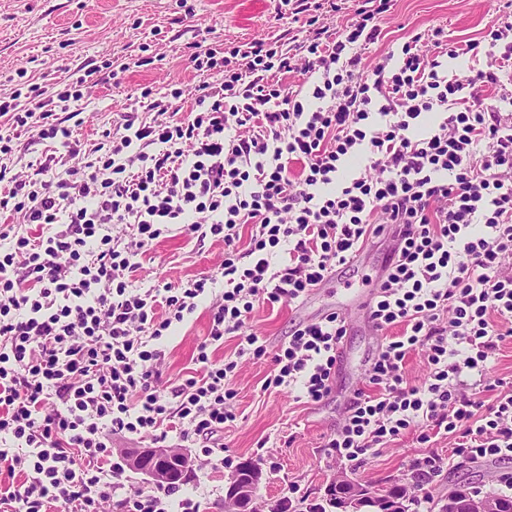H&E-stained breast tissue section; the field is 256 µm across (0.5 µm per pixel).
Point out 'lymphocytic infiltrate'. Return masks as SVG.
<instances>
[{
    "label": "lymphocytic infiltrate",
    "instance_id": "lymphocytic-infiltrate-1",
    "mask_svg": "<svg viewBox=\"0 0 512 512\" xmlns=\"http://www.w3.org/2000/svg\"><path fill=\"white\" fill-rule=\"evenodd\" d=\"M392 5L367 0L335 27L309 19L285 50L256 39L221 61L193 53L197 72L220 65L222 77L154 99L155 118L121 113L90 143L73 130L93 71L52 98L31 83L0 100V211L13 219L0 227V512H204L188 491L132 489L113 435L223 461L238 363L213 360L212 346L235 336L239 354L264 355L245 331L257 304L305 299L389 232L399 243L372 318L403 331L381 344L329 455L357 462L415 428L424 444L432 426L454 455L512 462V382L491 406L480 399L512 335V18L479 41L435 28L397 61L364 62ZM468 53L485 67L448 78L444 59ZM290 73L312 78L317 108L284 83ZM25 134L51 147L18 173ZM175 224L196 243L223 242L219 276L137 287L143 256ZM208 298L195 375L160 387L163 338ZM346 333L335 312L296 327L267 386L321 402ZM417 349L428 373L413 384Z\"/></svg>",
    "mask_w": 512,
    "mask_h": 512
}]
</instances>
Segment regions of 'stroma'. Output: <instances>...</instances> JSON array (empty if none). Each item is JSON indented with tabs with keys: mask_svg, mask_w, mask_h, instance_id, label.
Returning <instances> with one entry per match:
<instances>
[{
	"mask_svg": "<svg viewBox=\"0 0 512 512\" xmlns=\"http://www.w3.org/2000/svg\"><path fill=\"white\" fill-rule=\"evenodd\" d=\"M507 0H394L382 22L383 37L369 45L364 55L375 60L400 52L407 37L440 27L449 40L480 39L491 17L506 14ZM278 0H0V98L25 86L27 80L55 95L68 83L75 69L99 67V84L85 100L84 123L76 128L80 140L96 139L98 132L118 120L125 107L145 111L144 89L153 96L201 81L193 68V50H224L265 38L287 45L301 28L294 19L279 16ZM150 59L147 67H130V60ZM385 245H368L365 257L340 271V284L327 283L314 295L293 304L256 307L246 326L258 336L267 353L261 357L238 356L236 337H225L214 352L218 359H238L230 401L237 419L224 429L226 466L196 470L193 483L204 490L207 512H224V482L233 464L246 458L259 460L263 478L255 489L258 512H268L277 500L314 499L336 469L325 458L324 444L340 422L354 389L367 385L369 361L385 340L368 333L358 322L347 325L341 346L344 368L332 392L322 402L298 401L296 390L264 389L273 372L272 355L288 341L296 325L337 311L344 287L365 289L379 271ZM224 254L219 242L204 248L190 243L180 226H173L144 257L138 286L158 281H187L213 272ZM210 301L177 324L163 341V383L178 382L192 373L197 343L207 335ZM419 433L409 430L387 448L368 452L360 463L344 467L347 475L369 484L396 477L417 455L447 458L452 441L447 436L419 443ZM503 473L492 462H470L465 467H444L427 485L431 499L447 495L449 484L466 478L475 486L496 485Z\"/></svg>",
	"mask_w": 512,
	"mask_h": 512,
	"instance_id": "1",
	"label": "stroma"
}]
</instances>
